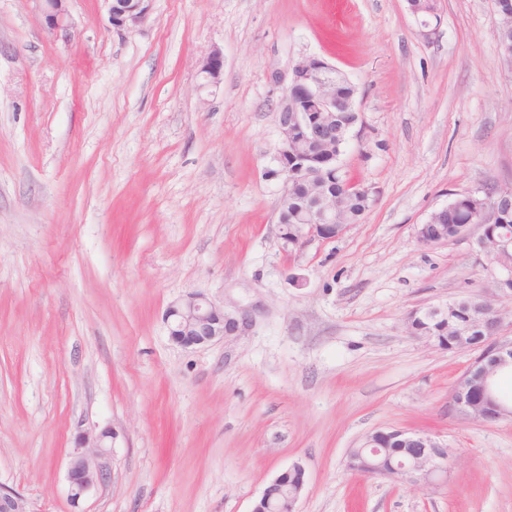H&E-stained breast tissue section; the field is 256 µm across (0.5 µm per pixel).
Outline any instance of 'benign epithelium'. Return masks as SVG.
Returning <instances> with one entry per match:
<instances>
[{
  "label": "benign epithelium",
  "instance_id": "7a95c632",
  "mask_svg": "<svg viewBox=\"0 0 512 512\" xmlns=\"http://www.w3.org/2000/svg\"><path fill=\"white\" fill-rule=\"evenodd\" d=\"M43 21L48 29L67 34L69 0H36ZM108 22L112 28L130 31L142 24L150 11L151 0H103ZM409 11L417 18L419 34L429 40L441 22L439 11H429V16ZM494 22L498 39L505 51L512 32V0H494ZM224 70L221 52L211 53L201 63L200 73L207 82H217ZM347 81L335 66L319 57H308L297 63L288 86L279 98L276 118L281 142L277 156L278 173L282 177L283 192L278 204V221L288 217V207H293L295 224L292 236H283L287 245L301 247L313 238L334 240L345 234L350 225L339 221L340 196L336 195L335 182L329 180L326 169L336 166V135L340 129L336 119L346 112L356 111L355 100L336 94V83ZM291 184L308 187L312 204L308 207L294 205L289 189ZM488 200L482 211V233L476 241L478 251L486 259V269L494 279L497 299L512 297V265L501 261L502 248L488 239V234L506 209H512V190L497 189L487 193ZM416 239L423 246L448 242V233L439 225L426 221L417 225ZM453 303L439 304L411 312L409 319L434 317L455 319L452 343H447L428 330L420 331L426 341L440 348L452 346L455 350L481 349L480 354L458 379L451 392V400L461 412L471 418L493 422L512 418V400L498 389L499 378L512 373V336L503 335L504 316L497 303L488 310L478 311L475 318L455 317ZM165 320L169 336L180 347H202L236 332L239 320L224 311L202 293H191L170 303ZM395 439L408 448L410 456L405 461L393 462L382 455L386 441ZM112 443V430L79 435L78 452L70 460L68 482L72 502L79 501L98 482L107 478L99 466L98 458L104 448ZM361 447L367 456L350 458L364 476H380L395 481L431 484L448 470L447 445L425 433L392 429L378 431L364 438ZM297 477L289 495V512L296 506L305 485V470L296 463L285 470ZM283 475H278L263 491L253 512L265 507L273 512L282 494ZM0 512H31L27 501L17 492L0 485Z\"/></svg>",
  "mask_w": 512,
  "mask_h": 512
}]
</instances>
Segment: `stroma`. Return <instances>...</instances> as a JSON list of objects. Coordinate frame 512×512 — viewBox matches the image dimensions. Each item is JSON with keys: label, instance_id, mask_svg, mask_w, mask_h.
<instances>
[{"label": "stroma", "instance_id": "obj_1", "mask_svg": "<svg viewBox=\"0 0 512 512\" xmlns=\"http://www.w3.org/2000/svg\"><path fill=\"white\" fill-rule=\"evenodd\" d=\"M438 7L427 41L406 0H153L131 32L70 0L62 37L36 0H0V484L31 512H252L296 463L298 512H512V418L452 405L474 352L406 325L493 286L479 227L423 247L417 225L512 187L493 0ZM308 56L358 89L342 163L373 203L291 250L274 109ZM191 292L247 326L175 345L164 313ZM105 428L107 479L72 502L76 437ZM391 429L447 444V474L347 469Z\"/></svg>", "mask_w": 512, "mask_h": 512}]
</instances>
